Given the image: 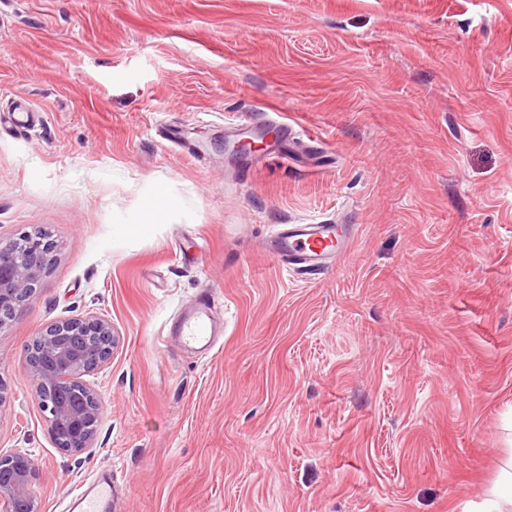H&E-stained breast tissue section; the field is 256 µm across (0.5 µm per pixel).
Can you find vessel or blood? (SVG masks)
I'll list each match as a JSON object with an SVG mask.
<instances>
[{
  "label": "vessel or blood",
  "instance_id": "obj_1",
  "mask_svg": "<svg viewBox=\"0 0 512 512\" xmlns=\"http://www.w3.org/2000/svg\"><path fill=\"white\" fill-rule=\"evenodd\" d=\"M34 121L32 108L18 104L12 111L0 113V127L26 128ZM353 243L352 227L348 224H285L268 243L269 254L281 265L307 269H329L335 266L338 254ZM187 350L215 347L216 329L209 315L207 300L181 316L168 329ZM116 485L108 473H99L82 490L70 498L65 512H115Z\"/></svg>",
  "mask_w": 512,
  "mask_h": 512
}]
</instances>
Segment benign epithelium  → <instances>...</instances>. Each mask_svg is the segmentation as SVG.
<instances>
[{"mask_svg": "<svg viewBox=\"0 0 512 512\" xmlns=\"http://www.w3.org/2000/svg\"><path fill=\"white\" fill-rule=\"evenodd\" d=\"M54 243L44 234H26L0 244V310H17L34 295L49 270ZM37 352L28 360L29 375L42 402L54 444L64 452L90 447L101 417L94 387L76 376L84 364L99 369L112 357V325L88 315L46 326L36 338ZM29 450L0 454V512H38L28 490L32 468Z\"/></svg>", "mask_w": 512, "mask_h": 512, "instance_id": "1", "label": "benign epithelium"}]
</instances>
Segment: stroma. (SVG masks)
<instances>
[{
	"instance_id": "stroma-1",
	"label": "stroma",
	"mask_w": 512,
	"mask_h": 512,
	"mask_svg": "<svg viewBox=\"0 0 512 512\" xmlns=\"http://www.w3.org/2000/svg\"><path fill=\"white\" fill-rule=\"evenodd\" d=\"M20 99L0 242L57 248L0 334V453L40 512L103 468L125 512H479L512 461V0H0ZM245 118L297 140L223 151ZM321 222L357 227L335 268L264 249ZM208 290L216 348L167 346ZM86 314L114 346L69 453L26 346ZM33 109L26 103H19L12 111L0 113V129L7 125L10 128H26L34 121Z\"/></svg>"
}]
</instances>
